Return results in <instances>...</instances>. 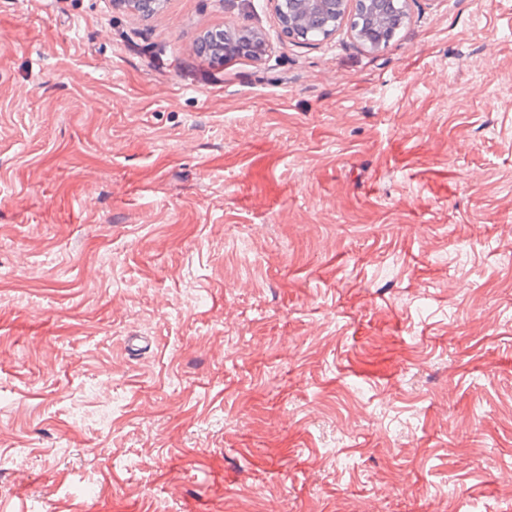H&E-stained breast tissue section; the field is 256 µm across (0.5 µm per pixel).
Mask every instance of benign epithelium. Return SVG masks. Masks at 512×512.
Wrapping results in <instances>:
<instances>
[{"mask_svg": "<svg viewBox=\"0 0 512 512\" xmlns=\"http://www.w3.org/2000/svg\"><path fill=\"white\" fill-rule=\"evenodd\" d=\"M123 2L152 16L160 11L163 0ZM273 2L281 33L293 41L314 45L319 39L309 37L310 32L328 27L325 37L329 38L347 21L354 40L380 50L388 45L385 35L394 30L396 21L407 18L409 0H290L286 9L280 0ZM220 48L226 57H259L266 52L267 41L250 27L237 25L222 33Z\"/></svg>", "mask_w": 512, "mask_h": 512, "instance_id": "benign-epithelium-1", "label": "benign epithelium"}]
</instances>
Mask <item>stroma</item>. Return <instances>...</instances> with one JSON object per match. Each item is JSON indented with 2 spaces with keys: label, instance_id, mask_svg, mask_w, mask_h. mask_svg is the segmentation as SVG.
I'll return each mask as SVG.
<instances>
[{
  "label": "stroma",
  "instance_id": "35a3bbf8",
  "mask_svg": "<svg viewBox=\"0 0 512 512\" xmlns=\"http://www.w3.org/2000/svg\"><path fill=\"white\" fill-rule=\"evenodd\" d=\"M409 14L0 0V512H512V0ZM281 33L293 41L314 45L333 36L349 22L354 40L374 50L388 46L385 35L394 30L398 20L407 18L409 0H290L287 12L280 0H273ZM333 28L323 38H309L316 29ZM222 38L220 48L224 57H259L266 52L268 46L262 34L246 25L230 27L222 33Z\"/></svg>",
  "mask_w": 512,
  "mask_h": 512
}]
</instances>
